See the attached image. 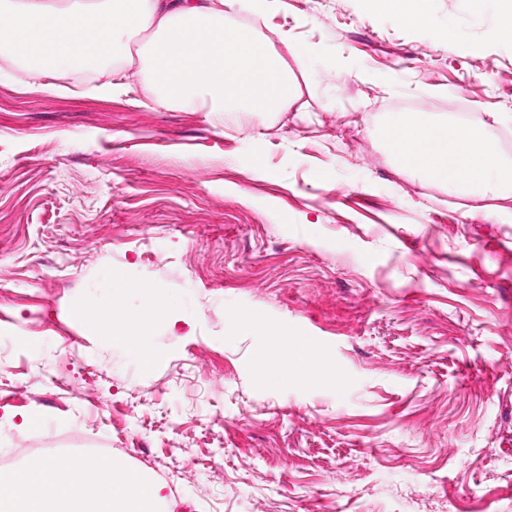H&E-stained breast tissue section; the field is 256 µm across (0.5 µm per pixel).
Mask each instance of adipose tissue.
<instances>
[{
	"label": "adipose tissue",
	"mask_w": 512,
	"mask_h": 512,
	"mask_svg": "<svg viewBox=\"0 0 512 512\" xmlns=\"http://www.w3.org/2000/svg\"><path fill=\"white\" fill-rule=\"evenodd\" d=\"M262 14L267 0H0V56L22 60L37 94L64 92L59 79L76 67L91 73L95 90L116 89V75L140 58L146 99L165 107L268 116L286 111L298 91L294 73L268 37L232 23L225 6ZM512 114L464 123L397 112L380 128L392 156L415 175L461 196L497 198L512 193V159L502 131ZM165 300L149 293L144 308L112 302L89 317L113 344L138 343L142 363L153 360L148 332L164 319ZM247 329L280 339L284 369L310 372L309 351L289 342L286 326H265L252 313L230 320L231 333ZM163 481L119 455H79L67 469L40 459L0 471V512H163Z\"/></svg>",
	"instance_id": "obj_1"
}]
</instances>
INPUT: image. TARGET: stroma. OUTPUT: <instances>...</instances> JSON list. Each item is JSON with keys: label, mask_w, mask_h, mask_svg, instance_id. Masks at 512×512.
I'll return each instance as SVG.
<instances>
[{"label": "stroma", "mask_w": 512, "mask_h": 512, "mask_svg": "<svg viewBox=\"0 0 512 512\" xmlns=\"http://www.w3.org/2000/svg\"><path fill=\"white\" fill-rule=\"evenodd\" d=\"M417 6L428 27L370 0L229 11L309 51L267 118L142 105L136 63L115 92L75 70L36 94L0 59V450L123 451L173 512H512V196L453 195L377 136L421 100L512 113V41L494 2ZM117 270L128 308L142 284L167 302L151 364L75 313ZM248 311L312 373L229 335ZM256 336H278L280 344L277 357L283 362L284 370L290 369L295 374H305L311 371L308 348L301 343H288V327L283 325L264 326L261 319L252 313L234 314L230 320V331L236 334L243 330L254 329Z\"/></svg>", "instance_id": "1"}]
</instances>
